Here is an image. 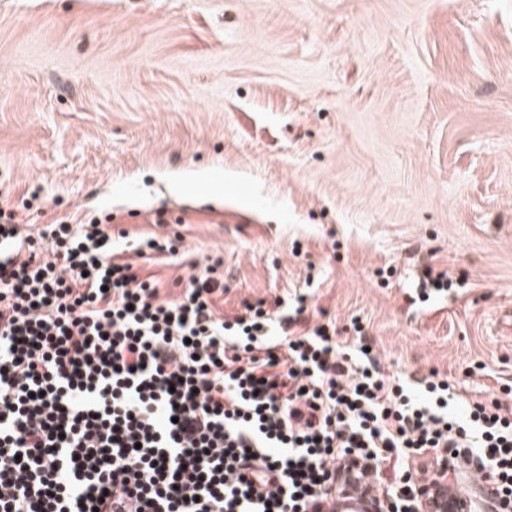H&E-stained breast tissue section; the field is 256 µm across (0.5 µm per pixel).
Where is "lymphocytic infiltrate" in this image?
I'll use <instances>...</instances> for the list:
<instances>
[{"label":"lymphocytic infiltrate","instance_id":"1","mask_svg":"<svg viewBox=\"0 0 512 512\" xmlns=\"http://www.w3.org/2000/svg\"><path fill=\"white\" fill-rule=\"evenodd\" d=\"M173 251L108 219L31 235L0 201V512H396L444 461L512 512V388L412 389L300 305L226 318L213 264L163 296L140 262ZM363 509V498L356 494L332 493L326 504L328 512H362Z\"/></svg>","mask_w":512,"mask_h":512}]
</instances>
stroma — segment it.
<instances>
[{
	"label": "stroma",
	"instance_id": "1",
	"mask_svg": "<svg viewBox=\"0 0 512 512\" xmlns=\"http://www.w3.org/2000/svg\"><path fill=\"white\" fill-rule=\"evenodd\" d=\"M1 191L168 235L169 293L221 257L225 316L301 297L387 373L512 385V0H0Z\"/></svg>",
	"mask_w": 512,
	"mask_h": 512
}]
</instances>
